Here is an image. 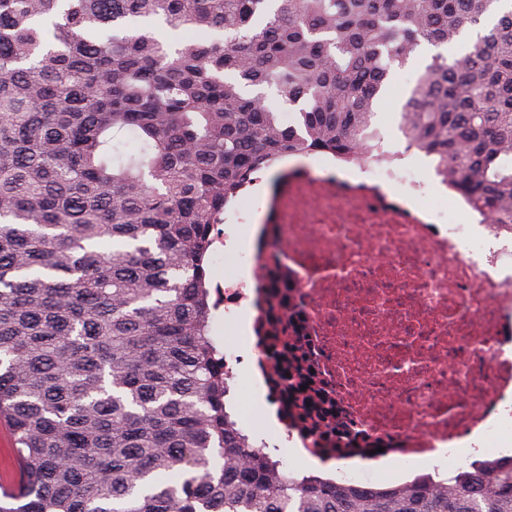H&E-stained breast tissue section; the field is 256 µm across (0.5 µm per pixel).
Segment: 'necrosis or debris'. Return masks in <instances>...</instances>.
<instances>
[{
  "instance_id": "4bbe7bcc",
  "label": "necrosis or debris",
  "mask_w": 512,
  "mask_h": 512,
  "mask_svg": "<svg viewBox=\"0 0 512 512\" xmlns=\"http://www.w3.org/2000/svg\"><path fill=\"white\" fill-rule=\"evenodd\" d=\"M255 174L224 207L210 258L252 283L211 281L233 322L251 306L268 404L322 461L404 462L447 448L458 465L512 457V224H495L425 152L302 153L269 195ZM261 223L226 250L229 227ZM479 442H471V434Z\"/></svg>"
}]
</instances>
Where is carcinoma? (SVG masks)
<instances>
[{"label": "carcinoma", "mask_w": 512, "mask_h": 512, "mask_svg": "<svg viewBox=\"0 0 512 512\" xmlns=\"http://www.w3.org/2000/svg\"><path fill=\"white\" fill-rule=\"evenodd\" d=\"M471 31L399 129L500 224L508 0H0V422L26 465L0 512H512V458L391 491L294 478L226 411L210 335L226 193L272 154L365 155L394 68Z\"/></svg>", "instance_id": "1"}]
</instances>
